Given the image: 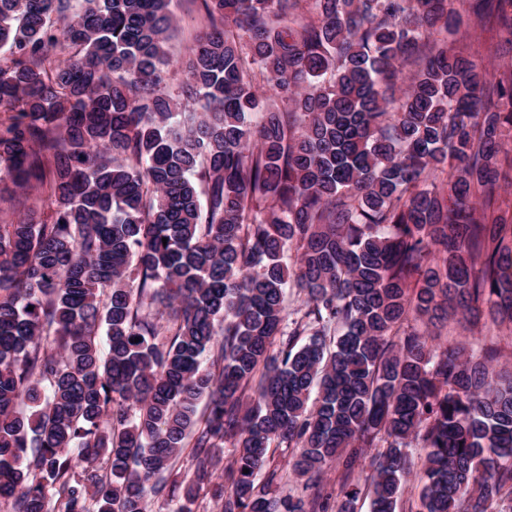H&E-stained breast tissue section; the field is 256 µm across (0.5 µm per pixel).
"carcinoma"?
Masks as SVG:
<instances>
[{"instance_id": "carcinoma-1", "label": "carcinoma", "mask_w": 512, "mask_h": 512, "mask_svg": "<svg viewBox=\"0 0 512 512\" xmlns=\"http://www.w3.org/2000/svg\"><path fill=\"white\" fill-rule=\"evenodd\" d=\"M170 3L0 0V162L53 206L0 224V512H145L185 448L172 512H327V484L256 483L274 442L298 478L341 465L336 512L368 448L371 512H395L413 444L418 512L512 501L500 349L415 326L512 323V72L448 50L453 0H202L172 98ZM471 8L512 52V0ZM297 453V448H272L267 468H276L284 477L282 482L271 486L272 491L291 493L295 496H306L309 493L304 489V481L297 480L293 474L288 473V461Z\"/></svg>"}]
</instances>
